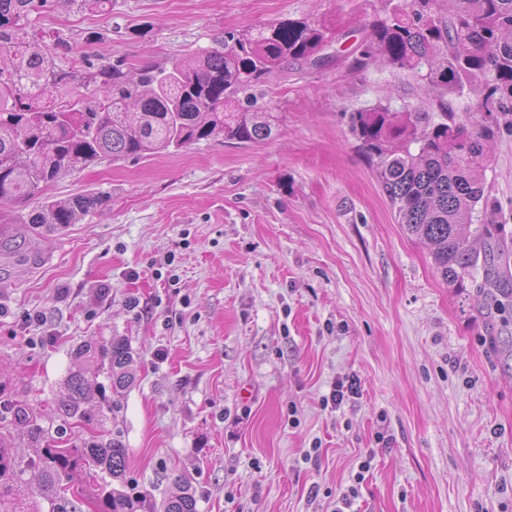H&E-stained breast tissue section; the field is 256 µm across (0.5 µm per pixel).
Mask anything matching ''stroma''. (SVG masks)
Returning <instances> with one entry per match:
<instances>
[{"instance_id":"1","label":"stroma","mask_w":512,"mask_h":512,"mask_svg":"<svg viewBox=\"0 0 512 512\" xmlns=\"http://www.w3.org/2000/svg\"><path fill=\"white\" fill-rule=\"evenodd\" d=\"M380 0H112L111 12L32 15L83 74L118 56L170 67L227 31L287 18L349 26ZM100 32L84 46L81 34ZM353 37L257 89L277 113L266 141L214 139L66 173L56 199L107 202L32 235L10 221L0 253V383L49 410L87 342L125 338L135 381L106 428L127 449L124 485L145 506L188 476L198 512H512V361L491 352L484 272L446 283L399 224L348 113L431 105L424 81L375 66L350 74ZM488 206L512 250V113L490 141ZM41 314L42 323L26 322ZM358 394L325 404L349 378ZM358 494L351 506L342 496Z\"/></svg>"}]
</instances>
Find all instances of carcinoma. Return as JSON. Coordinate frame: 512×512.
Instances as JSON below:
<instances>
[{"label": "carcinoma", "mask_w": 512, "mask_h": 512, "mask_svg": "<svg viewBox=\"0 0 512 512\" xmlns=\"http://www.w3.org/2000/svg\"><path fill=\"white\" fill-rule=\"evenodd\" d=\"M382 13L359 27L350 69L380 62L410 73L437 91L438 112L421 107L392 111L377 105L348 115L359 150L374 166L399 223L426 244L444 281L456 284L483 265L495 279L488 255H480L461 225L486 201V142L496 113L512 103V0H382ZM107 13L112 0H0V206L27 211L25 224L48 232L75 224L98 210L103 194L67 199L47 195L63 174L102 160L140 159L222 138L249 145L272 136L278 116L255 110L248 94L289 61L316 64L329 36L345 35L327 21L286 19L244 31H227L214 46L178 60L169 69L149 63L130 73L118 57L95 66L99 97L76 93L75 73L57 69L55 57L72 50L69 37L31 32L30 16L56 5ZM478 86L484 124L471 130L456 121L448 94ZM78 357L110 381L112 399L89 406L93 383L79 368L64 380L65 394L49 413L0 386V512H25L16 500L37 485L52 512H75L61 478L78 470L93 475L95 512H139L140 500L118 485L127 448L104 433L115 398L133 384L128 342L114 337L82 345ZM18 429L30 453L13 457L4 433ZM176 492L162 512H197L188 479H173Z\"/></svg>", "instance_id": "obj_1"}]
</instances>
